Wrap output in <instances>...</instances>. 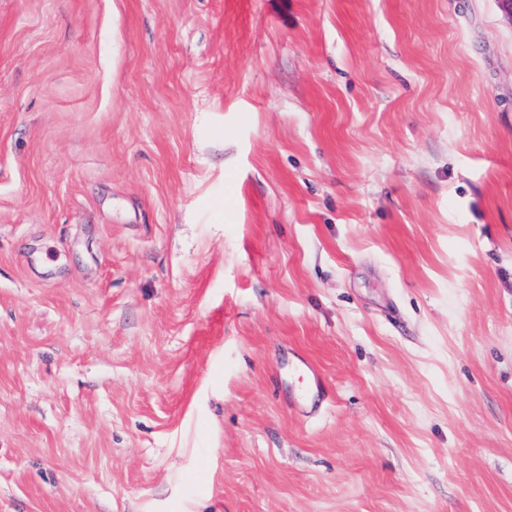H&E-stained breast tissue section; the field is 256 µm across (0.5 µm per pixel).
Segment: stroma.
<instances>
[{
  "label": "stroma",
  "mask_w": 512,
  "mask_h": 512,
  "mask_svg": "<svg viewBox=\"0 0 512 512\" xmlns=\"http://www.w3.org/2000/svg\"><path fill=\"white\" fill-rule=\"evenodd\" d=\"M0 512H512L498 0H0Z\"/></svg>",
  "instance_id": "obj_1"
}]
</instances>
